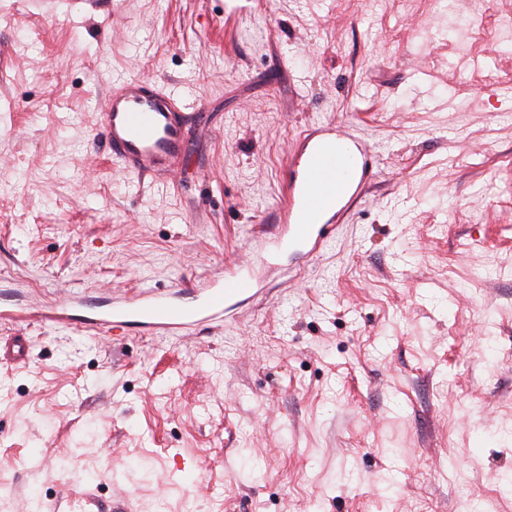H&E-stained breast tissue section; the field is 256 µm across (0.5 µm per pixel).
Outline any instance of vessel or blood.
Returning <instances> with one entry per match:
<instances>
[{"mask_svg": "<svg viewBox=\"0 0 512 512\" xmlns=\"http://www.w3.org/2000/svg\"><path fill=\"white\" fill-rule=\"evenodd\" d=\"M178 99L175 91L148 87L138 78L114 83L100 111V130L123 173L168 179L182 170L194 115L179 111ZM368 150L349 126L322 129L304 152L292 157L278 231L265 237L246 260L191 285L182 295L144 290L107 297L84 316L83 325L100 339L117 328L176 332L221 321L230 308L258 297L261 266L269 256L304 247L315 255L326 246L327 225L361 190ZM78 305L67 293L53 304L29 309L25 317L69 323Z\"/></svg>", "mask_w": 512, "mask_h": 512, "instance_id": "obj_1", "label": "vessel or blood"}]
</instances>
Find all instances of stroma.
<instances>
[{
	"label": "stroma",
	"mask_w": 512,
	"mask_h": 512,
	"mask_svg": "<svg viewBox=\"0 0 512 512\" xmlns=\"http://www.w3.org/2000/svg\"><path fill=\"white\" fill-rule=\"evenodd\" d=\"M512 0H0V308L168 290L272 220L325 123L372 175L222 323L0 320V512H512ZM202 119L171 180L97 143L112 82Z\"/></svg>",
	"instance_id": "stroma-1"
}]
</instances>
